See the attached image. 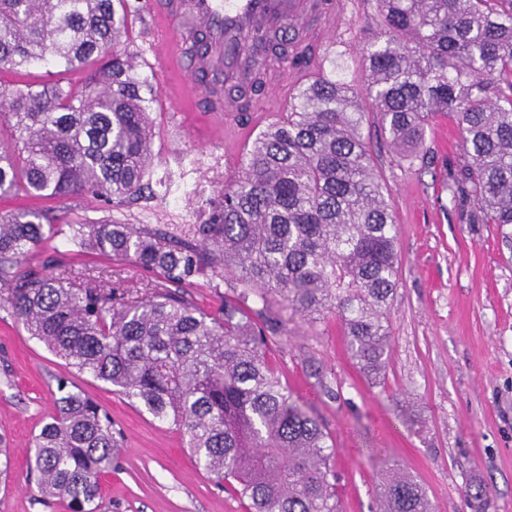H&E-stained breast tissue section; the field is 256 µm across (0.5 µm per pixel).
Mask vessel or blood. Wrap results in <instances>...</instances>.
<instances>
[{"label":"vessel or blood","instance_id":"vessel-or-blood-1","mask_svg":"<svg viewBox=\"0 0 512 512\" xmlns=\"http://www.w3.org/2000/svg\"><path fill=\"white\" fill-rule=\"evenodd\" d=\"M344 11V0H164L150 18L151 55L138 57L137 62L161 66L169 101L175 111L181 112L199 90L200 77L222 70L230 79L243 80L239 57L259 23L288 25L303 36L320 32L330 49L336 23ZM200 34L205 35L210 49L191 52ZM237 112L234 99L213 101L212 130L233 135Z\"/></svg>","mask_w":512,"mask_h":512}]
</instances>
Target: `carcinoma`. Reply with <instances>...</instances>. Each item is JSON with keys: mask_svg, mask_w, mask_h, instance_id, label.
I'll list each match as a JSON object with an SVG mask.
<instances>
[{"mask_svg": "<svg viewBox=\"0 0 512 512\" xmlns=\"http://www.w3.org/2000/svg\"><path fill=\"white\" fill-rule=\"evenodd\" d=\"M376 9L380 32L364 53L382 131L413 165L424 161L429 118L451 117L465 153L448 175L451 201L475 224L512 225V0H376ZM128 16V0H0L1 74L35 63L90 73L81 83L0 80V197L121 203L149 187L153 91L116 50ZM297 39L270 27L256 37L290 63ZM364 120L353 86L322 71L255 136L203 224L56 230L38 209L0 214V307L66 368L27 453L43 497L98 512L100 479L121 447L110 414L74 388L78 372L181 431L249 512H339L329 436L267 358L285 335L267 300L312 321L336 317L352 359L381 377L399 255ZM54 230L155 279L134 292L23 265ZM199 276L228 288L215 316L180 292ZM376 492L380 512H431L399 468Z\"/></svg>", "mask_w": 512, "mask_h": 512, "instance_id": "carcinoma-1", "label": "carcinoma"}]
</instances>
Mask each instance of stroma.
Wrapping results in <instances>:
<instances>
[{
    "label": "stroma",
    "mask_w": 512,
    "mask_h": 512,
    "mask_svg": "<svg viewBox=\"0 0 512 512\" xmlns=\"http://www.w3.org/2000/svg\"><path fill=\"white\" fill-rule=\"evenodd\" d=\"M157 2L128 0L127 53L147 49L149 13ZM378 31L374 0H349L325 63L355 85L363 110L370 100L362 47ZM283 68L271 59L262 87L236 118L240 134L255 137L276 120L270 94ZM137 72L155 92L151 177L164 179L167 190L118 204L99 195L38 200L20 192L0 199V214L38 208L61 224L207 220L211 201L235 174L211 132L209 103L199 96L187 111H173L159 74L144 66ZM363 134L389 188L401 256L386 372L367 380L336 320L308 322L276 297L270 308L283 315L288 331L271 345L268 359L289 391L307 400L335 447L340 512H376L374 488L396 466L421 483L434 512H474L467 491L478 485L490 490L486 512H512V226L467 223L451 202L448 171L464 158L450 119L430 121V161L422 166L402 161L374 120L365 122ZM30 263L55 275L99 274L135 289L151 278L57 238ZM63 370L60 358L0 309V435L14 450L9 485L0 486V512H69L65 501L38 493L25 466L32 437L53 411L55 378ZM73 381L110 413L121 433L118 465L101 480V512H246L242 501L197 467L179 431L153 422L91 376L77 374Z\"/></svg>",
    "instance_id": "stroma-1"
}]
</instances>
